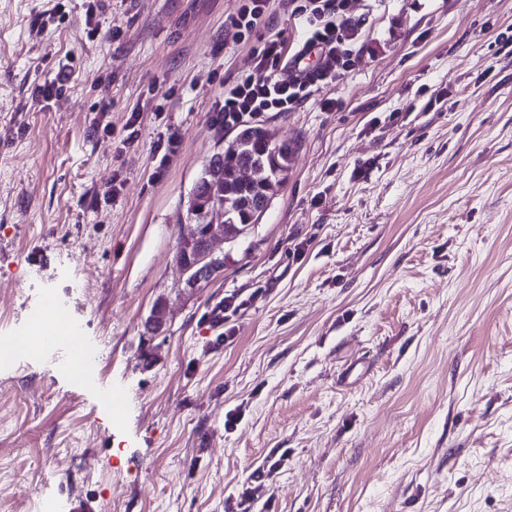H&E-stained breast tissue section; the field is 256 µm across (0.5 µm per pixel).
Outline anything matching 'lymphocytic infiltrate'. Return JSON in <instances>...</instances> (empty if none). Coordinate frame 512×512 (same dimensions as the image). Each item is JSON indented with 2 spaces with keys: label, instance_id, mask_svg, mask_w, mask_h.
I'll return each mask as SVG.
<instances>
[{
  "label": "lymphocytic infiltrate",
  "instance_id": "1",
  "mask_svg": "<svg viewBox=\"0 0 512 512\" xmlns=\"http://www.w3.org/2000/svg\"><path fill=\"white\" fill-rule=\"evenodd\" d=\"M292 12L304 22L308 35L295 59L318 51L320 62L303 77L287 74L283 42L270 40L252 55L248 73L224 90V103L214 118L229 129L267 112H289L319 89L328 87L355 65L350 47L351 0H290Z\"/></svg>",
  "mask_w": 512,
  "mask_h": 512
}]
</instances>
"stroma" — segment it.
Wrapping results in <instances>:
<instances>
[{"instance_id": "stroma-1", "label": "stroma", "mask_w": 512, "mask_h": 512, "mask_svg": "<svg viewBox=\"0 0 512 512\" xmlns=\"http://www.w3.org/2000/svg\"><path fill=\"white\" fill-rule=\"evenodd\" d=\"M236 9L0 0V343L50 292L95 368L0 365V512H512V0H352L355 67L262 116L288 177L190 288L224 87L302 35ZM237 16L234 27L238 41H247L257 24L266 16L269 0H238Z\"/></svg>"}]
</instances>
